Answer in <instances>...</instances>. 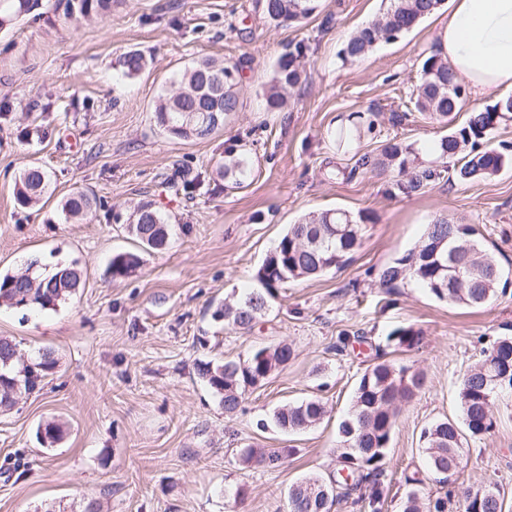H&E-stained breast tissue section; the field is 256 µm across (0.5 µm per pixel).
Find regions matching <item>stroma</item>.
Here are the masks:
<instances>
[{"instance_id": "35a3bbf8", "label": "stroma", "mask_w": 512, "mask_h": 512, "mask_svg": "<svg viewBox=\"0 0 512 512\" xmlns=\"http://www.w3.org/2000/svg\"><path fill=\"white\" fill-rule=\"evenodd\" d=\"M38 2L0 30V270L20 273L35 260L48 275L74 262L82 286L52 309L0 308V337L22 359L42 349L56 359L35 390L0 411V512H83L91 501L99 512H287L293 484L335 475L338 424L360 375L382 353L426 374L383 461L382 512H402L413 477L424 496L443 495L420 435L435 421L460 420L467 366L512 336V284L491 304L470 307L410 280L379 282L380 271L443 217L475 226L512 272V169L473 182L448 178L453 160L430 153L446 123L411 103L447 6L347 62L342 48L385 11L384 0H320L303 23L278 27L261 0H122L110 19L67 29L54 21V0ZM295 44L304 48L306 76L287 108L266 111L273 63ZM130 50L148 67L127 79L115 63ZM206 57L240 63L236 112L206 140L162 132L155 100ZM352 113L373 128L337 149L336 126ZM391 141L418 149L435 179L403 193L395 174L359 167L360 157H378ZM241 150L253 170L232 189L219 168ZM33 163L48 172L49 191L23 208L14 179ZM177 172L193 180L190 193L169 191ZM81 189L95 196L94 216L65 222L58 203ZM141 201L157 202L172 237L165 249L141 252L134 274L113 278V255L137 247L120 217ZM334 208L368 217L343 267L284 284L250 331L213 320L218 305L258 290L256 272L289 224ZM409 325L422 331V344L395 349L388 335ZM281 341L292 345V359L227 417L199 364L236 361ZM312 397L326 408L315 427L287 434L274 425L279 407ZM494 412L495 429L464 442L454 487H498L502 512H512V398ZM50 422L61 427L52 444L38 434ZM246 446L284 457L275 467L246 466L238 460Z\"/></svg>"}]
</instances>
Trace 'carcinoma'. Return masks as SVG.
Here are the masks:
<instances>
[{
	"instance_id": "carcinoma-1",
	"label": "carcinoma",
	"mask_w": 512,
	"mask_h": 512,
	"mask_svg": "<svg viewBox=\"0 0 512 512\" xmlns=\"http://www.w3.org/2000/svg\"><path fill=\"white\" fill-rule=\"evenodd\" d=\"M37 0H0V29L11 27L31 13ZM442 0H389L386 11L376 21L358 29L346 42L342 56L346 60L365 57L378 43L397 39L420 20L433 14ZM118 0H56L66 23L104 19L112 15ZM263 12L275 25L298 24L315 13L319 0H263ZM303 46L281 53L273 64L272 80L265 94L269 112L282 110L287 90L296 86L302 73ZM122 75H140L148 65L136 50L117 61ZM240 64L217 58H204L186 66L179 76V87L158 97L154 112L158 124L170 135L186 140H203L224 126V117L236 111V74ZM465 89L457 82L448 64L433 47L422 62L421 82L414 102L420 112L447 118L460 110ZM512 113V97H507L471 112L466 121L433 143L439 158H457L455 178L460 182L486 179L512 166V155L490 147L494 131L506 115ZM357 125L336 130V144L348 146L361 139ZM418 152L410 145L389 142L381 158L364 155L358 163L371 165L378 174L395 169L407 175V182L396 183L398 190H415L434 178L431 169H417ZM252 160L241 152L224 164V176L232 187H240L251 175ZM49 185L48 173L39 166L23 169L15 183V199L22 207L38 204ZM94 209V199L85 191L70 193L60 201L63 219L84 220ZM367 217L353 216L343 209L310 213L301 222L290 225L275 250L266 257L256 273L264 286L250 292L244 300L216 307L212 317L233 327L249 331L276 297L279 286L294 279L317 277L346 263L361 245L363 223ZM128 232L141 245L163 249L171 235V224L154 203L144 201L125 219ZM140 256L126 251L115 254L110 262L112 277H126L136 271ZM502 271L494 257L475 238L468 224H450L438 219L428 225L421 244L386 266L380 283L391 287L403 280H414L431 295L451 303L482 306L506 293ZM81 271L74 265L60 266L51 275L38 272L37 261L30 262L22 274L0 273V304L9 307L51 309L69 300L81 288ZM423 334L408 326L393 331L389 341L395 346L414 349ZM293 349L279 342L260 347L239 361L204 362L198 375L220 399L224 414L234 416L244 402L248 389L267 380L288 364ZM16 347L0 338V408L9 407L14 395L33 390L55 369L52 352H42L38 360L17 368ZM425 384L423 372L410 366L382 360L365 369L360 376L348 418L339 424L340 467L335 479L327 482L318 475L305 476L288 492V512H330L338 497L356 495L353 502L368 512H381L383 506L382 461L402 408L413 401ZM512 395V336L499 338L482 357L470 366L459 386L463 425L450 419L438 420L423 431V453L427 467L448 481V466L463 458L462 439L485 436L493 431L495 401ZM325 407L316 398L285 405L274 412L273 420L285 432L305 431L323 419ZM496 488L486 486L468 491L462 512H502V503L492 495ZM454 495L424 500L421 491L410 489L402 512H453Z\"/></svg>"
}]
</instances>
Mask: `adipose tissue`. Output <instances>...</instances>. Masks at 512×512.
Segmentation results:
<instances>
[{
    "label": "adipose tissue",
    "mask_w": 512,
    "mask_h": 512,
    "mask_svg": "<svg viewBox=\"0 0 512 512\" xmlns=\"http://www.w3.org/2000/svg\"><path fill=\"white\" fill-rule=\"evenodd\" d=\"M439 49L473 97L512 89V0H451Z\"/></svg>",
    "instance_id": "1"
}]
</instances>
